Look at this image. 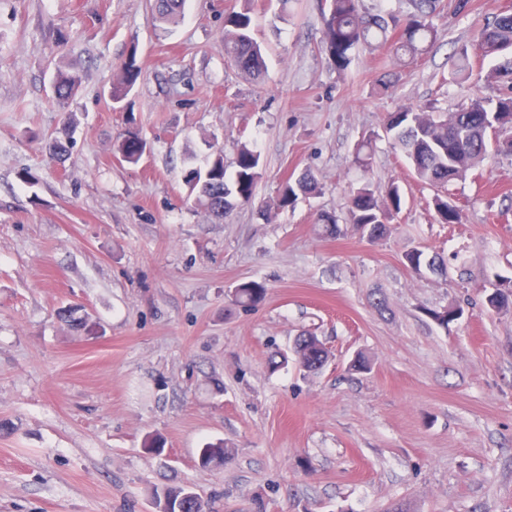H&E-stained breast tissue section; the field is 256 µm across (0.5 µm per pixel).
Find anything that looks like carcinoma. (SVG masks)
Instances as JSON below:
<instances>
[{"label": "carcinoma", "instance_id": "obj_1", "mask_svg": "<svg viewBox=\"0 0 512 512\" xmlns=\"http://www.w3.org/2000/svg\"><path fill=\"white\" fill-rule=\"evenodd\" d=\"M246 7L232 11L224 17V51L231 64L256 85L264 82L266 61L260 45L252 37L249 15L250 0ZM469 0H408V10L399 16L382 15L367 8L363 0H328L322 16L323 37L321 50L328 63L337 71L348 69L353 53L358 48L384 46L395 61H415L427 46L437 39L432 18L442 8L455 11L467 9ZM185 0H154L151 23L154 28L167 31L180 22ZM479 58L495 61L483 76L484 85L496 90L487 97L480 92L450 112L440 111L434 104L423 106L402 105L387 113L383 119V132L392 145L402 151L417 180L435 191L434 205L441 224H461V209L450 196L449 187L465 179L468 173L482 166L488 159L512 157V12L503 11L492 17L481 30L476 44ZM473 66L467 51H462L454 63L453 78L466 82ZM141 67L136 52L119 66L112 81L113 103H122L136 86ZM80 77L77 72L58 71L52 85L53 98L64 108L75 94ZM76 121L73 113H63V130L66 139H53L48 143L52 158L62 162L69 155ZM146 142L139 132L127 128L115 146L120 160L136 165L145 152ZM236 170L227 175L224 168L223 149L212 147L204 168L191 167L185 174L189 193L196 194V201L218 220H228L234 210L253 202L255 187L262 172L261 155L249 144L239 145L235 159ZM322 191L316 175L305 170L296 178H286L273 203L280 211L295 206L299 195L318 194ZM402 191L398 183L388 185L385 195L376 193L369 185L351 189L346 223L352 225L369 240L383 238L389 231V219L401 209ZM325 235L340 233L339 218L322 213L318 218ZM266 288L256 281L239 284L232 295L238 306L253 308L265 297ZM491 310H512V285L498 288L487 296ZM434 320L443 327L460 319L463 309L450 305L431 312ZM294 361L300 369L314 373L328 360V351L312 333L297 336L290 354L277 353L271 359L273 367L280 368ZM209 465H223L230 459V451L222 446H208L200 450ZM189 487L168 486L157 490L153 499L158 512H210L209 502L194 494H184Z\"/></svg>", "mask_w": 512, "mask_h": 512}]
</instances>
